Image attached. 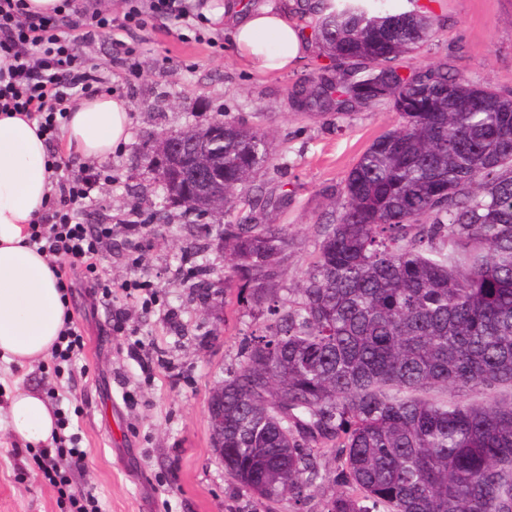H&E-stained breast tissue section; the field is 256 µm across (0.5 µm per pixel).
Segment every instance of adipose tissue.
I'll use <instances>...</instances> for the list:
<instances>
[{"instance_id":"obj_1","label":"adipose tissue","mask_w":512,"mask_h":512,"mask_svg":"<svg viewBox=\"0 0 512 512\" xmlns=\"http://www.w3.org/2000/svg\"><path fill=\"white\" fill-rule=\"evenodd\" d=\"M240 63L259 73L295 67L308 45L287 11L264 5L249 10L230 32ZM131 106L109 94L82 99L63 128L66 153L104 159L129 143ZM37 124L0 114V356L25 364L45 358L63 327L65 307L47 261L29 247L30 224L47 209L49 151ZM11 432L37 444L57 433V417L30 389L16 390L9 405Z\"/></svg>"}]
</instances>
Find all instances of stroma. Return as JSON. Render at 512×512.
Returning a JSON list of instances; mask_svg holds the SVG:
<instances>
[{"mask_svg": "<svg viewBox=\"0 0 512 512\" xmlns=\"http://www.w3.org/2000/svg\"><path fill=\"white\" fill-rule=\"evenodd\" d=\"M269 1L310 35L303 60L285 73L243 68L229 22L203 17L105 30L83 46L101 70L98 93L131 105L130 142L99 162L112 181L79 213L81 223L113 227L100 257L112 298L102 303L84 271L71 269L68 309L85 338L82 358L72 366L51 356L22 366L0 358V512H75L71 495L88 493L99 512H291L288 501L261 500L242 487L211 448L210 391L244 361L249 336L276 318L228 281L229 262L209 228L251 212L287 225L281 297L299 302L296 289L338 215L346 174L397 116L386 103L340 114L298 109L292 89L332 61L313 40L317 18L299 10L300 0H238L248 9ZM421 2L440 24L406 57L408 69L444 63L474 84L512 92V0ZM219 117L267 132L272 159L234 210L188 215L165 199L152 140ZM132 214L137 227L129 231ZM131 280L148 290L129 289ZM117 314L121 334L111 329ZM19 388L55 393L61 435L80 438L86 465L70 473L68 488L55 483L39 446L10 433L9 403Z\"/></svg>", "mask_w": 512, "mask_h": 512, "instance_id": "stroma-1", "label": "stroma"}]
</instances>
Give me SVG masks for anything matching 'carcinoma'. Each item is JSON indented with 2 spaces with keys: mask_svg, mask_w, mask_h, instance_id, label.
Returning <instances> with one entry per match:
<instances>
[{
  "mask_svg": "<svg viewBox=\"0 0 512 512\" xmlns=\"http://www.w3.org/2000/svg\"><path fill=\"white\" fill-rule=\"evenodd\" d=\"M404 2L308 6L336 69L294 92L298 107L387 102L398 122L345 176L298 305L279 313L288 226H215L230 277L278 316L224 378V470L293 512L326 483L322 512H512V93L445 63L401 75L436 25ZM217 122L224 144L204 150L190 127L194 159L156 162L165 191L187 182L227 205L253 185L267 135ZM328 452L333 470L317 462Z\"/></svg>",
  "mask_w": 512,
  "mask_h": 512,
  "instance_id": "carcinoma-1",
  "label": "carcinoma"
}]
</instances>
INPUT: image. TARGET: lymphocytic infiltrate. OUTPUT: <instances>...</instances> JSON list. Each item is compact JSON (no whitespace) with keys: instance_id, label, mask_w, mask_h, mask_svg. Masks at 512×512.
Listing matches in <instances>:
<instances>
[{"instance_id":"lymphocytic-infiltrate-1","label":"lymphocytic infiltrate","mask_w":512,"mask_h":512,"mask_svg":"<svg viewBox=\"0 0 512 512\" xmlns=\"http://www.w3.org/2000/svg\"><path fill=\"white\" fill-rule=\"evenodd\" d=\"M185 0H126L122 21H115L103 0H61L52 14L32 10L27 0H0V112L36 122L47 146H54L75 104L101 83L99 68L77 45L95 32L145 27L147 20L183 19ZM52 191L48 209L32 225L28 243L44 257L57 277L62 296L72 292L68 270L77 266L95 276L102 301L112 283L98 279L102 248L112 237L108 224L89 226L76 216L78 206L108 182L95 163L51 161Z\"/></svg>"}]
</instances>
